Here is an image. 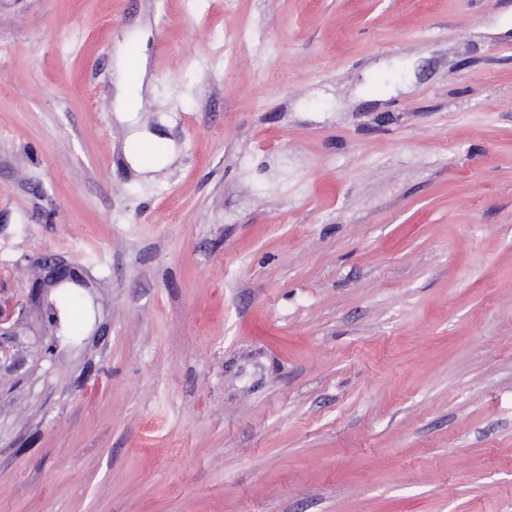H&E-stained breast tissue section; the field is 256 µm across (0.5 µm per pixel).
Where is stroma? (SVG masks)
<instances>
[{
    "mask_svg": "<svg viewBox=\"0 0 512 512\" xmlns=\"http://www.w3.org/2000/svg\"><path fill=\"white\" fill-rule=\"evenodd\" d=\"M0 302V512H512V0H0ZM40 268L42 277L39 281L32 285V292L45 288L40 286L53 281H64L68 279L73 273L80 269L75 264L68 262L61 257H44L40 259Z\"/></svg>",
    "mask_w": 512,
    "mask_h": 512,
    "instance_id": "obj_1",
    "label": "stroma"
}]
</instances>
